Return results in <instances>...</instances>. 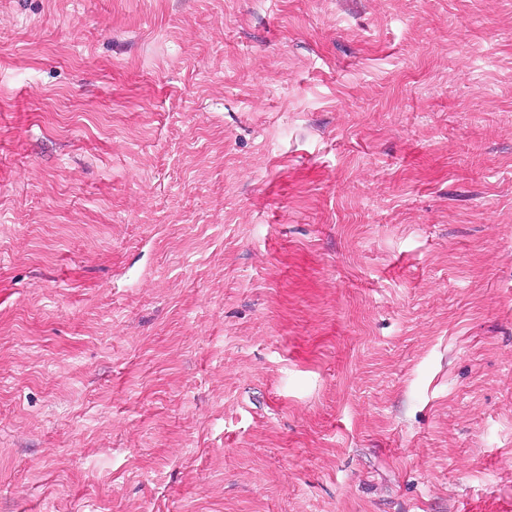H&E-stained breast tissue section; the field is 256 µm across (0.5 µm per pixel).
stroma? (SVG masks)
Returning a JSON list of instances; mask_svg holds the SVG:
<instances>
[{
	"label": "stroma",
	"mask_w": 512,
	"mask_h": 512,
	"mask_svg": "<svg viewBox=\"0 0 512 512\" xmlns=\"http://www.w3.org/2000/svg\"><path fill=\"white\" fill-rule=\"evenodd\" d=\"M0 512H512V0H0Z\"/></svg>",
	"instance_id": "obj_1"
}]
</instances>
